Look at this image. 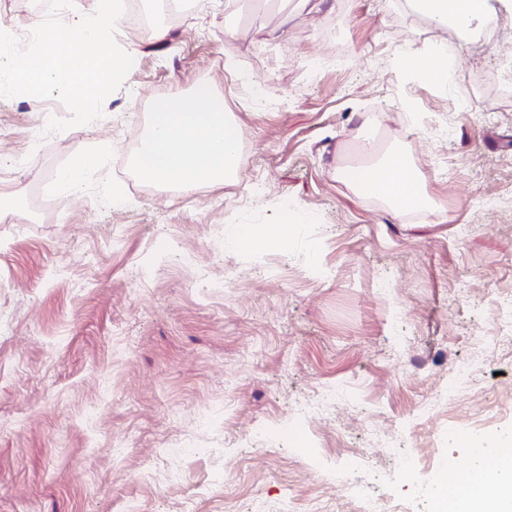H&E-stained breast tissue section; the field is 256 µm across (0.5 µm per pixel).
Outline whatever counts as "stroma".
<instances>
[{
  "instance_id": "35a3bbf8",
  "label": "stroma",
  "mask_w": 512,
  "mask_h": 512,
  "mask_svg": "<svg viewBox=\"0 0 512 512\" xmlns=\"http://www.w3.org/2000/svg\"><path fill=\"white\" fill-rule=\"evenodd\" d=\"M231 3L205 0L162 46L146 28L122 33L118 44L138 57L104 118L51 135L27 167L14 161L44 114L19 96L0 100V208L24 218L0 219V512H113L123 496L141 512H184L190 501L196 512L263 502L348 512L337 464L362 448L385 476L370 494L390 512H432L427 483L464 454L452 426L512 434V351L484 344L512 295V107L490 112L474 95L487 74L512 83V46L457 50V80L441 87L397 66L431 44L405 0H322L312 14L294 0ZM338 33L348 65L304 78ZM207 71L241 129L240 177L192 195L160 189L136 172L129 145L147 125L144 101L188 94ZM243 84L261 85L262 100L243 103ZM460 91L471 110H454ZM365 138L402 151L435 212L354 192ZM105 142L109 162L88 174L81 203L45 212L58 170ZM485 194L500 208L477 209ZM281 200L311 219L287 251L226 248L230 223L277 221ZM381 277L403 307L398 356L390 305L372 288ZM466 360L472 390L413 426ZM324 384L362 393L363 407L302 418L312 448L250 439ZM219 406L224 427L201 433ZM371 426L421 456L418 483L401 477ZM120 442L128 452L117 458ZM172 468L183 480L167 479Z\"/></svg>"
}]
</instances>
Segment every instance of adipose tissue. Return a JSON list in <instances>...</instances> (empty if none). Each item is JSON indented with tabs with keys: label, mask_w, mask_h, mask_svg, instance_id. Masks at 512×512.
<instances>
[{
	"label": "adipose tissue",
	"mask_w": 512,
	"mask_h": 512,
	"mask_svg": "<svg viewBox=\"0 0 512 512\" xmlns=\"http://www.w3.org/2000/svg\"><path fill=\"white\" fill-rule=\"evenodd\" d=\"M425 14L439 29L470 28L487 19L486 0H422ZM447 45L416 50L404 55L407 74L424 80L451 84L452 74L445 59ZM239 127L224 104L213 98L207 88H197L190 96L178 97L152 113L146 134L136 153L135 167L145 179L185 194L205 185L238 179ZM359 194L386 196L394 200L420 198L419 184L401 158L395 154L364 169L356 183ZM295 231L285 222L254 225L252 232L229 225L227 248L239 253L253 250L260 239L287 241ZM512 439H499L479 453L468 449L459 467L470 473L478 487L477 494L457 498L456 512H512V470L494 469L486 464L489 455L508 454Z\"/></svg>",
	"instance_id": "obj_1"
}]
</instances>
